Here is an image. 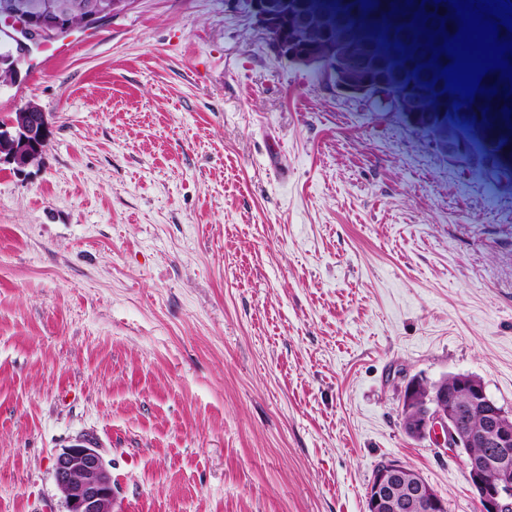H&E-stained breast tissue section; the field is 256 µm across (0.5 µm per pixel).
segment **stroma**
Here are the masks:
<instances>
[{
  "mask_svg": "<svg viewBox=\"0 0 512 512\" xmlns=\"http://www.w3.org/2000/svg\"><path fill=\"white\" fill-rule=\"evenodd\" d=\"M0 87L40 163H0V512H64L93 441L117 512H366L378 464L480 512L409 438L407 380L512 413V165L344 97L242 0H132ZM19 122L12 117L6 121L0 122V143L1 140L11 139L12 137L22 139L23 143L35 140L44 141L48 133L49 122L47 116L42 112H32V107L26 105L19 109ZM44 119L45 124L42 123ZM2 133V134H1Z\"/></svg>",
  "mask_w": 512,
  "mask_h": 512,
  "instance_id": "obj_1",
  "label": "stroma"
}]
</instances>
